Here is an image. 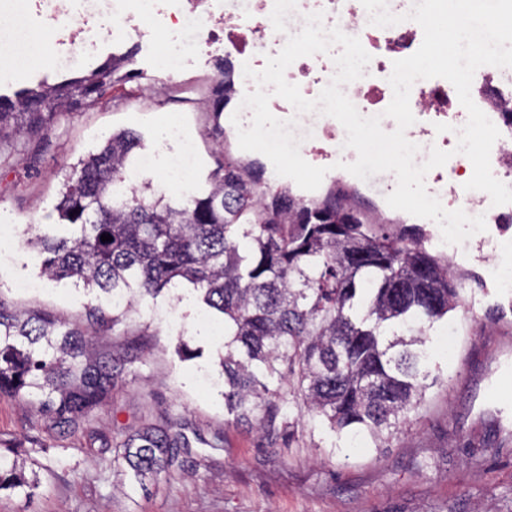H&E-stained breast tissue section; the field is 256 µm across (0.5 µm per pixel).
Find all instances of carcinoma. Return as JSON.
Here are the masks:
<instances>
[{
	"instance_id": "carcinoma-1",
	"label": "carcinoma",
	"mask_w": 512,
	"mask_h": 512,
	"mask_svg": "<svg viewBox=\"0 0 512 512\" xmlns=\"http://www.w3.org/2000/svg\"><path fill=\"white\" fill-rule=\"evenodd\" d=\"M131 63L129 54L113 56L86 75L0 96V144L43 139L46 110L94 104L102 87L137 76ZM220 73L208 100L217 138L234 94L229 61ZM140 146L135 132L114 133L65 176L57 210L69 233L38 230L25 241L40 272L81 283L98 301L126 289L128 304L89 309V329L99 331L118 325L137 298L189 291L224 321L219 366L229 422L274 431L286 383L295 405L337 442L361 437L387 447L425 399L429 333L464 292L448 257L427 248L422 234L392 230L343 188L303 199L262 184L261 173L227 152L205 195L177 205L119 192ZM123 364L88 329L0 301V392L36 396L59 431L75 430L106 402ZM101 441L100 452L115 450L137 478L160 474L188 445L167 422ZM17 467L0 454V490L31 487Z\"/></svg>"
}]
</instances>
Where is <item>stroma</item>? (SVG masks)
Wrapping results in <instances>:
<instances>
[{
  "label": "stroma",
  "instance_id": "obj_1",
  "mask_svg": "<svg viewBox=\"0 0 512 512\" xmlns=\"http://www.w3.org/2000/svg\"><path fill=\"white\" fill-rule=\"evenodd\" d=\"M199 41L189 26L170 40L126 41L122 49L132 53L137 78L107 87L93 105L54 115L44 140L0 145V213L16 219L12 257L0 262L1 301L86 325L91 295L72 281L47 283L35 294L11 284L40 273L23 229L37 224L64 234L56 211L63 176L112 133L134 131L145 152L190 143L195 172L188 191L208 190L220 158L207 106L219 60L200 58L176 75L160 62L173 50L193 54ZM111 54L106 46L89 60L75 56L67 70L40 67L29 78L0 83V94L88 73ZM172 117L180 137L162 141ZM472 246L465 241L448 255L452 272L465 275V301L432 330L428 367L435 382L389 447L335 448L334 433L289 402L266 437L226 422L224 400L209 384L224 347L202 323L196 300L163 295L140 300L102 337L126 362L107 405L76 434H59L35 404L0 394V448L18 449L39 479L29 498L1 490L0 512H512V289L486 277ZM181 340L200 356L181 359ZM163 418L189 445L160 475L135 481L126 464L99 453L97 434L126 437ZM467 439L497 443L502 452L468 455Z\"/></svg>",
  "mask_w": 512,
  "mask_h": 512
}]
</instances>
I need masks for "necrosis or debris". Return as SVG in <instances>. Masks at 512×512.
<instances>
[{"mask_svg":"<svg viewBox=\"0 0 512 512\" xmlns=\"http://www.w3.org/2000/svg\"><path fill=\"white\" fill-rule=\"evenodd\" d=\"M314 12L323 13L325 26L336 25L358 37L370 54L363 77L346 84L344 90L349 100L358 103L362 115L381 114L393 96L388 78L394 61L416 52L423 31L412 20L386 28L370 25L360 0H247L243 9L225 7L223 0H0V51L11 61L7 78L13 81L29 73L41 57L67 67L73 50L91 58L105 42L143 40L190 23L201 28L205 47L256 68L265 64L267 56L277 55L288 36L301 31L305 15ZM36 16L51 34L49 45L41 51L28 38ZM334 73L331 55L317 54L296 60L287 80L313 100ZM474 83L480 88L472 96L475 104L498 118L500 136L491 150V168L511 176L512 67L481 72ZM410 108L416 121L407 129V137L451 154L447 168L430 177L443 206L479 210L490 224L512 222V208L504 211L486 200H475L464 188L473 166L466 156L453 151L455 130L467 121L453 85L442 78L426 80L412 88ZM439 123L447 124L448 132L437 133ZM345 138L339 121L320 114L313 135L301 141L300 151L308 163L328 167L351 157V150L343 146Z\"/></svg>","mask_w":512,"mask_h":512,"instance_id":"1","label":"necrosis or debris"}]
</instances>
